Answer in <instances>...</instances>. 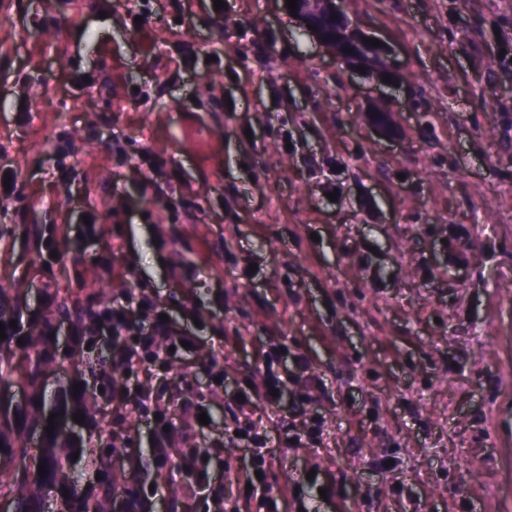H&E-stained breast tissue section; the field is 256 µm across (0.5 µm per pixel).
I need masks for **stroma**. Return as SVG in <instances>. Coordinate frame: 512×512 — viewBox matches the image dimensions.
Listing matches in <instances>:
<instances>
[{
    "mask_svg": "<svg viewBox=\"0 0 512 512\" xmlns=\"http://www.w3.org/2000/svg\"><path fill=\"white\" fill-rule=\"evenodd\" d=\"M170 2L0 0L10 305L39 323L45 291L100 308L145 287L201 345L143 385L207 386L224 342L209 439L280 354L284 400L254 410L268 484L307 478L279 512H512V0H348L391 86L296 40L285 0ZM185 260L201 276L172 277ZM313 417L324 447H289ZM247 465L225 443L223 512H258Z\"/></svg>",
    "mask_w": 512,
    "mask_h": 512,
    "instance_id": "35a3bbf8",
    "label": "stroma"
}]
</instances>
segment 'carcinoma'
I'll list each match as a JSON object with an SVG mask.
<instances>
[{
    "mask_svg": "<svg viewBox=\"0 0 512 512\" xmlns=\"http://www.w3.org/2000/svg\"><path fill=\"white\" fill-rule=\"evenodd\" d=\"M52 315L66 319L76 327H89L97 310L70 294H54ZM4 326L0 341V380L19 385L31 392L28 406L14 407L0 402V501L9 504V512H115L124 491L135 484H124L112 477V422L102 415L100 388L112 378V353L85 351L79 342L62 343L53 322L46 320L28 326L25 336L20 329ZM30 351L28 365H13L10 354L16 343ZM79 356L89 377L75 391L82 406L85 431L68 435L61 429L62 418H55L52 434H47L48 416L42 394L43 375L61 369ZM79 458H73L74 453ZM45 462V475L37 474L39 462ZM178 470L176 457L167 466L149 471V477L169 484ZM99 475L89 480L87 474Z\"/></svg>",
    "mask_w": 512,
    "mask_h": 512,
    "instance_id": "1",
    "label": "carcinoma"
}]
</instances>
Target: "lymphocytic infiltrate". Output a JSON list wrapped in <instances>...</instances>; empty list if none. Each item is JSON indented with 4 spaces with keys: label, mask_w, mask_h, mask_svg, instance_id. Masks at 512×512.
Segmentation results:
<instances>
[{
    "label": "lymphocytic infiltrate",
    "mask_w": 512,
    "mask_h": 512,
    "mask_svg": "<svg viewBox=\"0 0 512 512\" xmlns=\"http://www.w3.org/2000/svg\"><path fill=\"white\" fill-rule=\"evenodd\" d=\"M163 312V307L152 296L125 289L113 297L111 306L99 311L96 324L87 331L86 343L88 347H96L102 336L118 343L112 363L126 370L125 383L117 387L126 412L152 421L150 446L154 450L155 466L164 465L170 453H177L184 501L220 499L224 496V486L214 480L218 457L205 448L202 442L205 427L198 421L199 414L206 409L204 393L186 381L180 392L166 397L163 405L158 406L151 393L127 385L138 371L164 366L174 356L184 354L186 346L199 344L188 329L172 321H162ZM283 387L280 374L273 367H265L252 383L251 396L239 401L242 418L234 428L235 443L251 450V468L258 473L257 478L250 481L251 491L260 495L268 512H276L278 507L277 499L270 496L267 481L261 476L266 469V460L260 450L267 444L268 430L262 422L252 418L250 406L259 400L269 407H277L280 399L276 392ZM178 416L187 421L186 427L179 431L173 428Z\"/></svg>",
    "instance_id": "lymphocytic-infiltrate-1"
}]
</instances>
